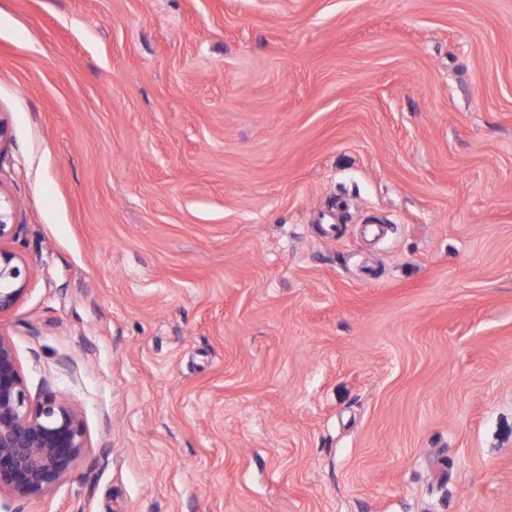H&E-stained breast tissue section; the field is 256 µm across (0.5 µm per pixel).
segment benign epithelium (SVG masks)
Returning a JSON list of instances; mask_svg holds the SVG:
<instances>
[{
	"instance_id": "obj_1",
	"label": "benign epithelium",
	"mask_w": 512,
	"mask_h": 512,
	"mask_svg": "<svg viewBox=\"0 0 512 512\" xmlns=\"http://www.w3.org/2000/svg\"><path fill=\"white\" fill-rule=\"evenodd\" d=\"M16 231L13 206L0 202V316L12 311L26 291V269L5 246ZM85 448L81 413L51 393L31 396L14 346L0 332V490L39 498L73 467Z\"/></svg>"
}]
</instances>
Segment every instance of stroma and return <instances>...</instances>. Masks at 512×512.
I'll return each instance as SVG.
<instances>
[{
  "instance_id": "35a3bbf8",
  "label": "stroma",
  "mask_w": 512,
  "mask_h": 512,
  "mask_svg": "<svg viewBox=\"0 0 512 512\" xmlns=\"http://www.w3.org/2000/svg\"><path fill=\"white\" fill-rule=\"evenodd\" d=\"M0 118V512H512V0H0ZM12 204L0 197V316L12 311L26 291L28 275L20 257L4 244L15 237ZM81 413L50 393L32 397L14 346L0 333V492L39 498L82 456Z\"/></svg>"
}]
</instances>
